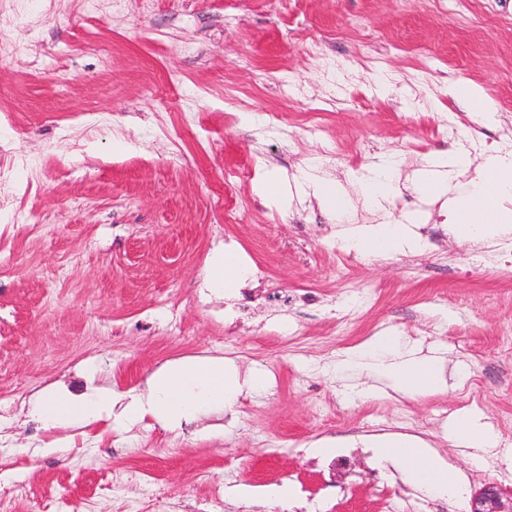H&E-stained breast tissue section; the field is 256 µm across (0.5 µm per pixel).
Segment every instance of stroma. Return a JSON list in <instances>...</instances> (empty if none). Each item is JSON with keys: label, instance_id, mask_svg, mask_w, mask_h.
<instances>
[{"label": "stroma", "instance_id": "stroma-1", "mask_svg": "<svg viewBox=\"0 0 512 512\" xmlns=\"http://www.w3.org/2000/svg\"><path fill=\"white\" fill-rule=\"evenodd\" d=\"M0 39V248L14 257L0 272V491L13 512H197L218 482L224 512H269L282 484L305 512H471L487 484L512 492V235L488 260L410 188L434 152H512V0H0ZM452 82L476 84L493 122ZM390 156L400 194L364 206L357 178ZM315 158L352 195L348 217L298 193L261 200L264 171L293 184ZM412 218L421 251L341 247L345 228ZM219 233L270 279L213 290V304L248 303L231 328L193 300ZM379 332L442 358L449 390L386 395L368 370L337 374ZM196 355L267 386L173 431L53 428L30 412L59 383L143 394L151 372ZM369 386L377 396L347 395ZM466 412L494 447L449 440ZM383 432L428 441L463 497L379 462L364 440ZM324 438L340 456L311 452Z\"/></svg>", "mask_w": 512, "mask_h": 512}]
</instances>
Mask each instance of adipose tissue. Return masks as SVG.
<instances>
[{
	"label": "adipose tissue",
	"instance_id": "adipose-tissue-1",
	"mask_svg": "<svg viewBox=\"0 0 512 512\" xmlns=\"http://www.w3.org/2000/svg\"><path fill=\"white\" fill-rule=\"evenodd\" d=\"M492 162L488 172L468 155L438 152L413 182L421 198L444 200L448 231L455 237L474 242L512 233V153L493 156ZM466 171L471 178L465 188L453 190L456 176ZM341 245L364 257H384L422 250L425 241L410 224H363L348 230ZM370 370L399 394L425 396L448 387L446 366L436 358L411 356L371 365ZM264 385L260 374L240 377L224 358L194 356L154 372L143 396L99 388L79 397L43 392L31 398L30 408L53 427L89 425L111 415L119 422L149 416L165 428L176 429L211 409L232 410L243 390L257 392ZM376 448L379 459L396 463L415 484L441 497L463 494L456 471L422 441L384 435L377 439Z\"/></svg>",
	"mask_w": 512,
	"mask_h": 512
}]
</instances>
